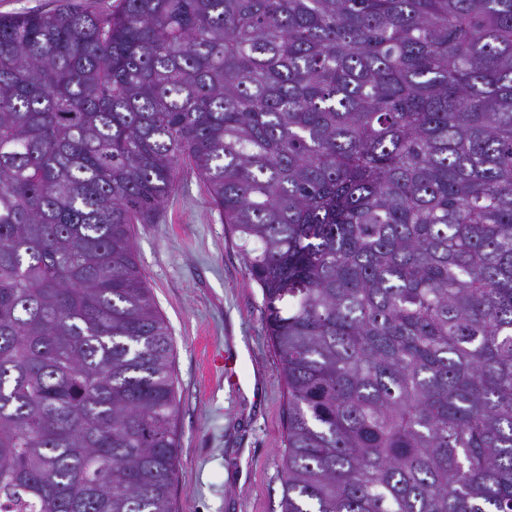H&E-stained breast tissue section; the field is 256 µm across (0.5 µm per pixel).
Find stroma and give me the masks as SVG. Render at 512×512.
Instances as JSON below:
<instances>
[{
	"instance_id": "35a3bbf8",
	"label": "stroma",
	"mask_w": 512,
	"mask_h": 512,
	"mask_svg": "<svg viewBox=\"0 0 512 512\" xmlns=\"http://www.w3.org/2000/svg\"><path fill=\"white\" fill-rule=\"evenodd\" d=\"M138 264L171 332L179 462L176 512H280L286 396L262 294L237 240L190 173L155 223L134 227ZM235 358L252 392L209 353Z\"/></svg>"
}]
</instances>
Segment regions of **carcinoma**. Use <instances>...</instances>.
I'll use <instances>...</instances> for the list:
<instances>
[{
  "label": "carcinoma",
  "instance_id": "carcinoma-1",
  "mask_svg": "<svg viewBox=\"0 0 512 512\" xmlns=\"http://www.w3.org/2000/svg\"><path fill=\"white\" fill-rule=\"evenodd\" d=\"M188 170L279 353L281 512H512V0L0 15V512H174L134 251Z\"/></svg>",
  "mask_w": 512,
  "mask_h": 512
}]
</instances>
